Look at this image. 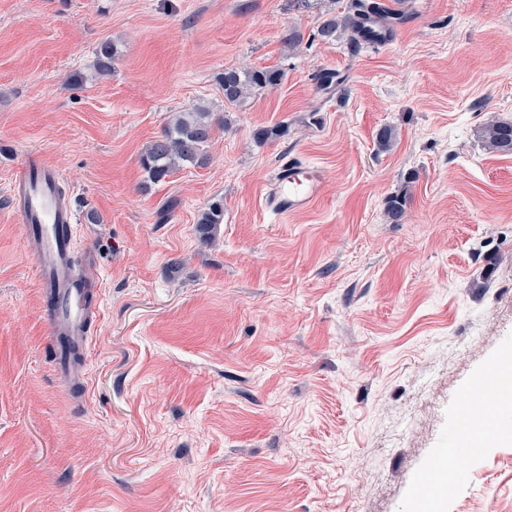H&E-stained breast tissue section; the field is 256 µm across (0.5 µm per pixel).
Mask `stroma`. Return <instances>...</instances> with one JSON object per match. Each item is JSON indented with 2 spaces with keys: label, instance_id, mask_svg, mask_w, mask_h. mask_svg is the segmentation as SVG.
Returning <instances> with one entry per match:
<instances>
[{
  "label": "stroma",
  "instance_id": "35a3bbf8",
  "mask_svg": "<svg viewBox=\"0 0 512 512\" xmlns=\"http://www.w3.org/2000/svg\"><path fill=\"white\" fill-rule=\"evenodd\" d=\"M384 2L406 21L354 49L318 35L347 0H0V512H512V406L451 488L422 484L475 383H512V154L479 138L512 120V0ZM239 67L282 79L232 107ZM197 106L208 164L149 182L142 153ZM31 150L102 278L80 400L8 201ZM291 160L323 194L282 219ZM322 193L320 171L302 162L288 161L276 172L265 206L276 216L311 207ZM224 222V206L220 202H214L200 213L197 219V228L200 234L207 238Z\"/></svg>",
  "mask_w": 512,
  "mask_h": 512
}]
</instances>
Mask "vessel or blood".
<instances>
[{
  "label": "vessel or blood",
  "instance_id": "1",
  "mask_svg": "<svg viewBox=\"0 0 512 512\" xmlns=\"http://www.w3.org/2000/svg\"><path fill=\"white\" fill-rule=\"evenodd\" d=\"M60 181L54 165L42 154L30 153L11 175L9 196L37 245L40 291L49 303L45 325L56 341V378L82 384L89 370L78 363L75 353L89 345L90 328L101 314V278L83 276L73 265L77 215L70 199L61 197ZM321 193L319 170L289 161L276 172L265 205L281 217L311 207Z\"/></svg>",
  "mask_w": 512,
  "mask_h": 512
}]
</instances>
